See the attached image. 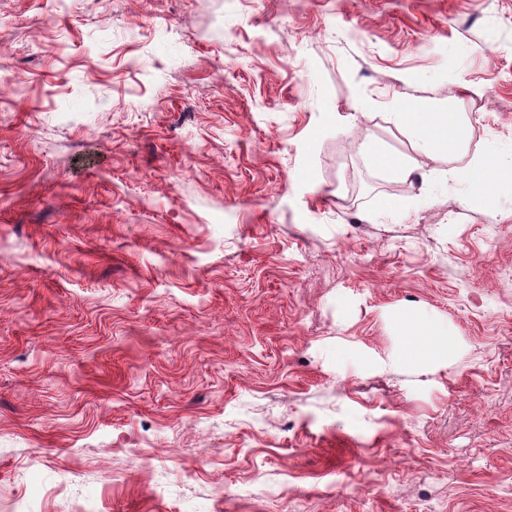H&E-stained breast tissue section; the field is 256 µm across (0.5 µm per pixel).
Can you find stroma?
<instances>
[{
  "label": "stroma",
  "mask_w": 512,
  "mask_h": 512,
  "mask_svg": "<svg viewBox=\"0 0 512 512\" xmlns=\"http://www.w3.org/2000/svg\"><path fill=\"white\" fill-rule=\"evenodd\" d=\"M491 154L512 0H0V512H512ZM455 114L446 111L395 112L392 118L396 125L411 133L420 157L451 158L463 148V126ZM372 161L390 178L409 179L420 168L417 159L403 160L375 147L372 148ZM489 158L477 160L471 166L466 176L468 184V200L474 203H488L493 198L491 185L486 177ZM396 322L402 331L404 353L415 363L424 364L437 356H448L454 350V336L442 335L430 320L399 314Z\"/></svg>",
  "instance_id": "obj_1"
}]
</instances>
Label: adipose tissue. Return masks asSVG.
<instances>
[{"label":"adipose tissue","instance_id":"1","mask_svg":"<svg viewBox=\"0 0 512 512\" xmlns=\"http://www.w3.org/2000/svg\"><path fill=\"white\" fill-rule=\"evenodd\" d=\"M392 118L396 125L409 131L414 139L418 159L404 160L380 149H373L372 161L376 167L392 178L408 179L419 168V158L438 156L453 157L463 148V126L454 113L396 112ZM488 159L475 161L466 176L468 199L475 203H487L493 198V185L512 186V158L498 160L494 179H487ZM402 331L406 357L424 364L438 356L450 355L455 347L454 336L442 335L439 327L430 320L406 314L397 315Z\"/></svg>","mask_w":512,"mask_h":512}]
</instances>
